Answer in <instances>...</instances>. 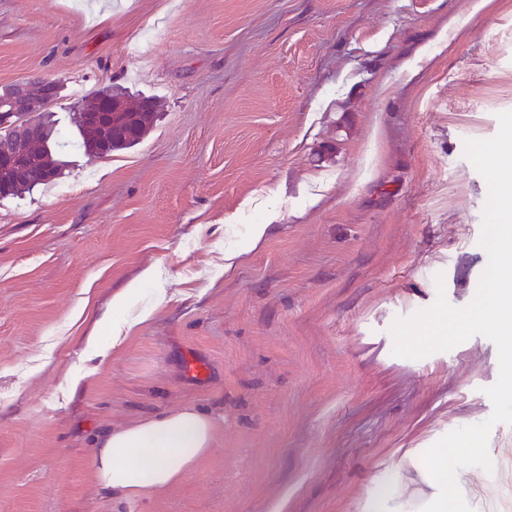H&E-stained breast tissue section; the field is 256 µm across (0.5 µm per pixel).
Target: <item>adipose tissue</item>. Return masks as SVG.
I'll return each instance as SVG.
<instances>
[{
	"label": "adipose tissue",
	"mask_w": 512,
	"mask_h": 512,
	"mask_svg": "<svg viewBox=\"0 0 512 512\" xmlns=\"http://www.w3.org/2000/svg\"><path fill=\"white\" fill-rule=\"evenodd\" d=\"M216 432V420L191 406L108 430L97 441L93 479L120 502L156 497L211 452Z\"/></svg>",
	"instance_id": "obj_1"
}]
</instances>
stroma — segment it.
<instances>
[{"label":"stroma","mask_w":512,"mask_h":512,"mask_svg":"<svg viewBox=\"0 0 512 512\" xmlns=\"http://www.w3.org/2000/svg\"><path fill=\"white\" fill-rule=\"evenodd\" d=\"M475 3L0 0V87L61 81L69 144L55 184L0 200V512L438 496L423 455L491 416L497 347L406 359L390 327L441 293L468 305L488 264L464 142L512 111V0ZM110 83L161 116L133 148L84 153L69 110ZM253 224L271 231L252 249ZM131 284L120 338L88 345ZM183 405L215 417L212 452L162 496L100 492L96 438Z\"/></svg>","instance_id":"35a3bbf8"}]
</instances>
